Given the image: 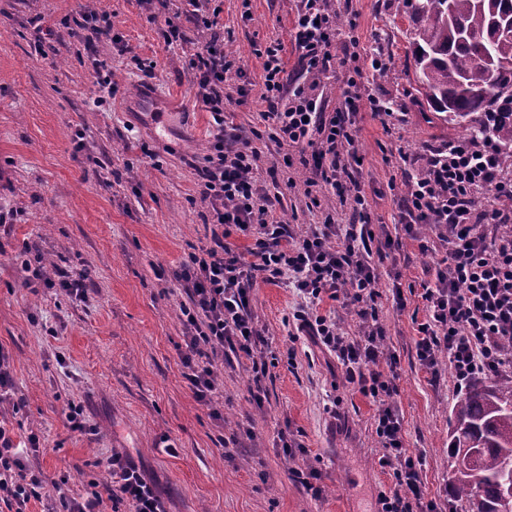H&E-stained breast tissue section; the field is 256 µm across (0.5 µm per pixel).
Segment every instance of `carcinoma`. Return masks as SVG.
<instances>
[{
    "instance_id": "cac0c4a2",
    "label": "carcinoma",
    "mask_w": 512,
    "mask_h": 512,
    "mask_svg": "<svg viewBox=\"0 0 512 512\" xmlns=\"http://www.w3.org/2000/svg\"><path fill=\"white\" fill-rule=\"evenodd\" d=\"M415 29L412 56L420 98L461 126L465 138H492L512 164V0H406ZM453 486L461 512H502L512 467V380L474 383L453 409Z\"/></svg>"
}]
</instances>
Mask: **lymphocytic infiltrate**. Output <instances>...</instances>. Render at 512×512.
<instances>
[{
	"mask_svg": "<svg viewBox=\"0 0 512 512\" xmlns=\"http://www.w3.org/2000/svg\"><path fill=\"white\" fill-rule=\"evenodd\" d=\"M291 30V41L307 73L342 78L345 108L327 111L314 87L287 74L279 48L265 51L260 118L272 140L309 152L306 184L350 196L356 212L366 198L350 175L362 159L354 149L351 116L368 108L381 122L401 119L402 109L366 92L347 75V57L334 50L339 30L328 0H302ZM181 16L165 17L161 28L167 47L185 40L184 21L209 33L187 63L198 94L211 114L215 134L198 166L200 193L211 201V222L217 232L212 244L189 253L176 273L187 295L181 306L189 354L186 367L195 397L212 403L217 373L224 356H252L254 384L269 371L266 358H254L261 333L251 312L257 283L295 288L302 303L294 311L297 333L309 337L344 368L346 382L377 405L375 433L382 452L381 468L390 469L394 487L381 495L382 512H437L425 499L420 459L407 455L404 428L391 400L396 391L399 358L385 347L375 298L380 275L371 261L373 245L389 249L392 235L377 238L368 222L336 223L326 215L301 239H293L281 219L279 198L269 196L256 176L260 131H238L224 100V79L231 66L224 43L216 36L217 14L201 0H184ZM397 203L404 232L421 241L423 225L434 227L446 253L434 284L425 286L427 319L420 323L415 351L428 370L447 356L457 390L495 375L512 378V166L493 141H462L430 153L406 183ZM239 234L245 247L231 246ZM421 251H428L422 243ZM341 301L361 320L357 336L340 330L334 318L319 314L323 299ZM111 498L129 512H166L165 505L121 450L108 459ZM46 496L44 481L16 452L5 422L0 421V504L6 512H28Z\"/></svg>",
	"mask_w": 512,
	"mask_h": 512,
	"instance_id": "f902f5d3",
	"label": "lymphocytic infiltrate"
}]
</instances>
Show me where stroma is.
<instances>
[{"mask_svg":"<svg viewBox=\"0 0 512 512\" xmlns=\"http://www.w3.org/2000/svg\"><path fill=\"white\" fill-rule=\"evenodd\" d=\"M301 0H206L217 10L232 64L224 92L234 123L257 125L263 52L281 43L287 71L298 70L290 33ZM343 40H355L371 94L405 106L402 122L384 127L361 110L353 127L362 158L353 175L373 229L393 225L395 201L410 169L463 139L461 127L415 102L417 78L406 38L404 0H331ZM92 9L110 15L112 39L95 42L112 69L114 91L95 106V73L84 31L67 20ZM145 0H0V353L20 411L0 406L27 463L40 466L51 498L103 494L106 460L125 451L166 504L167 512H382L393 479L378 464L376 405L345 382L333 357L297 338L287 324L300 298L285 286L258 284L252 308L278 362L254 398L252 361L242 356L218 373L212 406L196 401L185 376L187 354L175 273L193 249L209 246L193 159L209 146L210 115L186 71L188 53L207 36L186 25L188 42L170 48ZM379 50L386 74L367 60ZM151 65L143 72L141 64ZM159 86L173 113L151 123L131 102L139 85ZM258 177L279 194L294 237L333 215L348 223L350 205L327 191L308 197V170L295 148L262 139ZM319 206H312V199ZM429 251L401 245L373 255L380 274L375 306L385 345L400 359L394 401L408 455L421 460L422 490L448 512L452 496L453 409L461 395L448 360L430 373L416 356L425 317L422 285L434 282L445 246L428 229ZM55 263L82 280L75 296L61 286L30 287L22 259ZM400 272L392 280V272ZM80 405L89 431L72 428ZM337 414H330V406ZM38 433L39 448L27 445ZM303 450L284 455L279 437ZM318 471L320 497L299 473Z\"/></svg>","mask_w":512,"mask_h":512,"instance_id":"1","label":"stroma"}]
</instances>
